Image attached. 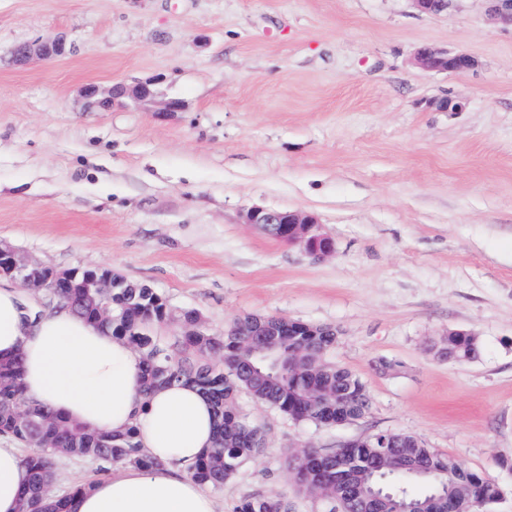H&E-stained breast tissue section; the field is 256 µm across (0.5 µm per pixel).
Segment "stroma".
Segmentation results:
<instances>
[{
  "label": "stroma",
  "mask_w": 512,
  "mask_h": 512,
  "mask_svg": "<svg viewBox=\"0 0 512 512\" xmlns=\"http://www.w3.org/2000/svg\"><path fill=\"white\" fill-rule=\"evenodd\" d=\"M63 37L66 56L12 63ZM424 46L478 65L430 72ZM159 78L182 101L87 111L90 84ZM451 108H441V101ZM317 217L331 256L247 223L251 207ZM0 241L60 269L108 267L223 333L244 314L338 329L329 362L369 413L333 428L241 395L264 453L216 492L328 512L295 448L417 437L499 485L512 512V28L483 0H0ZM476 335L479 359L438 347ZM63 459L55 494L111 477Z\"/></svg>",
  "instance_id": "stroma-1"
}]
</instances>
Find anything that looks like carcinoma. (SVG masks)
Here are the masks:
<instances>
[{"label": "carcinoma", "instance_id": "cac0c4a2", "mask_svg": "<svg viewBox=\"0 0 512 512\" xmlns=\"http://www.w3.org/2000/svg\"><path fill=\"white\" fill-rule=\"evenodd\" d=\"M114 277L121 285L112 289L103 302L86 295L85 288L64 284L38 303L41 308L55 304L69 307L76 315L112 331L126 340L142 356L141 392L150 394L173 381L196 385L212 403L217 419L214 445L202 457L185 466L200 484L221 490L248 461L259 457L265 447L256 444L263 431L239 410L241 394L288 416L295 422L321 428L336 426V417L355 421L368 413L370 397L361 380L348 369L329 363L326 354L336 337L326 327L295 324L274 337L277 353L270 359L250 354L245 344L254 340L242 336L233 323L218 335L200 329L196 336H158L153 328L170 320L199 323L195 309L172 308L167 299L149 285ZM108 306L112 320L100 318ZM300 356L310 366L295 372L278 363L280 356ZM443 355L457 363H468L480 355L477 336H450ZM22 358L0 364V434L35 448L24 462L30 480L20 498L21 512H71L74 496L87 489L75 485L68 493L55 495L54 460L92 458L121 466L152 468L151 458L137 438L136 429L122 434L89 430L30 401L21 383ZM314 456L330 459L311 479L326 486L327 500L341 502V512H364V500L372 493L383 498L381 507L396 512H444L447 498L458 495L473 503L474 512H487L498 501L501 490L480 473L464 467L448 456L429 451L415 461L423 474H409L401 467L403 449L397 447V434L380 432L348 448ZM234 512H288V503L259 496H245Z\"/></svg>", "mask_w": 512, "mask_h": 512}]
</instances>
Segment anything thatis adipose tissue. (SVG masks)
<instances>
[{"label": "adipose tissue", "instance_id": "obj_1", "mask_svg": "<svg viewBox=\"0 0 512 512\" xmlns=\"http://www.w3.org/2000/svg\"><path fill=\"white\" fill-rule=\"evenodd\" d=\"M35 301L0 286V361L22 356L27 396L90 429H136L150 470L121 467L75 498L74 512H217L209 490L184 471L216 435L208 398L174 382L140 393V358L127 342L69 308L29 320ZM29 471L17 448L0 446V512H19Z\"/></svg>", "mask_w": 512, "mask_h": 512}]
</instances>
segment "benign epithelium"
Wrapping results in <instances>:
<instances>
[{"label":"benign epithelium","instance_id":"obj_1","mask_svg":"<svg viewBox=\"0 0 512 512\" xmlns=\"http://www.w3.org/2000/svg\"><path fill=\"white\" fill-rule=\"evenodd\" d=\"M416 9L425 14H441L452 7L456 0H412ZM487 15L494 21L512 27V0H484ZM72 51L63 38L47 39L33 43H24L14 47L12 54L16 61L22 63L33 57L44 59L58 58ZM417 65L428 71L461 72L476 66L473 57L448 50L431 47L419 49L416 55ZM86 106L98 110L116 103L124 105H149L160 116H168L183 108L180 100L160 97L157 81L154 79L139 82L133 86L115 84L110 88L90 86L83 90ZM247 223L258 224L271 236L279 237L278 228L288 226V234L282 240L291 244L302 243L305 252L316 259L324 258L333 251L331 239L325 235L317 219L306 213L288 210H276L253 207L246 214ZM7 274L11 279L27 287L45 290L51 284L69 278L70 272L59 271L28 260L18 254L11 246L0 242V275ZM118 286L110 272L95 271L85 287L97 289L101 297L109 295Z\"/></svg>","mask_w":512,"mask_h":512}]
</instances>
